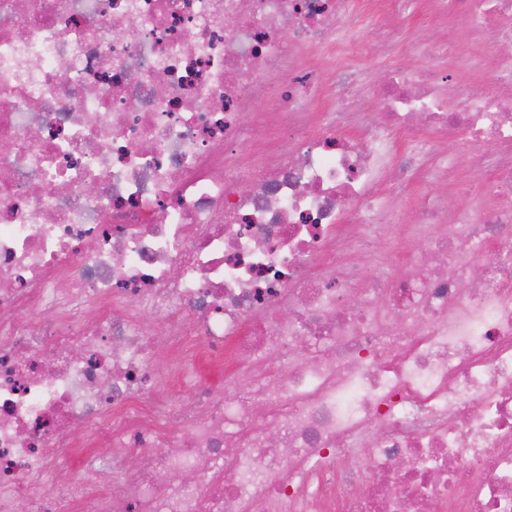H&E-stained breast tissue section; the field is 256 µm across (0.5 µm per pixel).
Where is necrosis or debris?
Returning a JSON list of instances; mask_svg holds the SVG:
<instances>
[{"mask_svg":"<svg viewBox=\"0 0 512 512\" xmlns=\"http://www.w3.org/2000/svg\"><path fill=\"white\" fill-rule=\"evenodd\" d=\"M412 11L512 43V0H0V512H512V54L397 64ZM224 378V368L210 365H194L192 364L187 373L180 378V382L176 383L171 389L180 391L181 395H189L196 388L203 384L217 383Z\"/></svg>","mask_w":512,"mask_h":512,"instance_id":"obj_1","label":"necrosis or debris"}]
</instances>
